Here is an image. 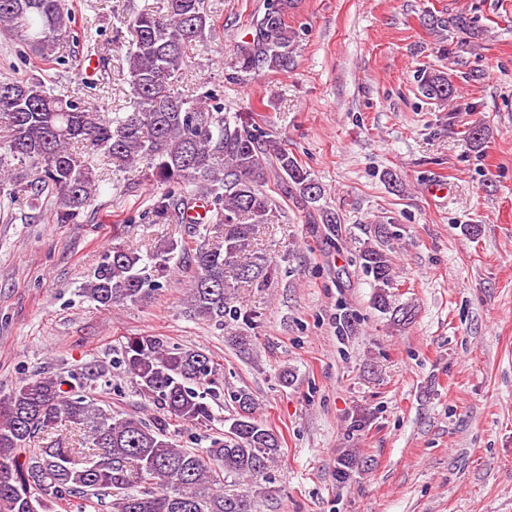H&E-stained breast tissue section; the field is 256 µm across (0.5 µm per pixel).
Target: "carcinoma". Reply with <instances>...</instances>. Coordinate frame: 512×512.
<instances>
[{
    "mask_svg": "<svg viewBox=\"0 0 512 512\" xmlns=\"http://www.w3.org/2000/svg\"><path fill=\"white\" fill-rule=\"evenodd\" d=\"M294 8L295 0H266L251 40L236 49L238 72L288 70L297 32L287 18ZM120 22L133 33L125 56L131 98L124 112L107 117L36 75L0 79V187L18 182L32 201L51 190L56 223L77 224L96 191V163L111 159L143 170L166 186L143 221L189 224L188 213L200 202L205 215L199 223L216 241H163L145 256L114 245L83 293L107 308L142 303L162 288L178 253L195 269L190 315L222 325L230 313L249 326L258 312L231 310L228 299L231 290L266 284L276 272L249 251L273 203L263 189L268 171L303 211L315 209L322 187L276 138L243 113L224 111L219 90L179 92L186 50L212 31L204 0H163L161 10L144 8ZM74 24L68 0H0V31L24 44L47 70L65 64ZM423 89L441 101L454 94L440 72L425 75ZM388 235L387 225H375V241L359 250L360 266L372 279L374 309L405 326L412 307L397 303L390 292L395 270L383 248ZM120 353V364L159 415L148 423L98 406L86 393L100 376L96 364L78 373L23 379L0 401V512H38L45 497L94 500L111 512H256L249 494L224 493L228 478L263 475L280 448L277 434L255 417L250 393L232 392L236 411L224 445L183 448L168 432V418L195 426L213 420L206 396L220 384L212 355L170 347L158 336L128 337ZM62 422L67 434L34 447ZM358 465L356 453L344 451L337 482H347Z\"/></svg>",
    "mask_w": 512,
    "mask_h": 512,
    "instance_id": "obj_1",
    "label": "carcinoma"
}]
</instances>
